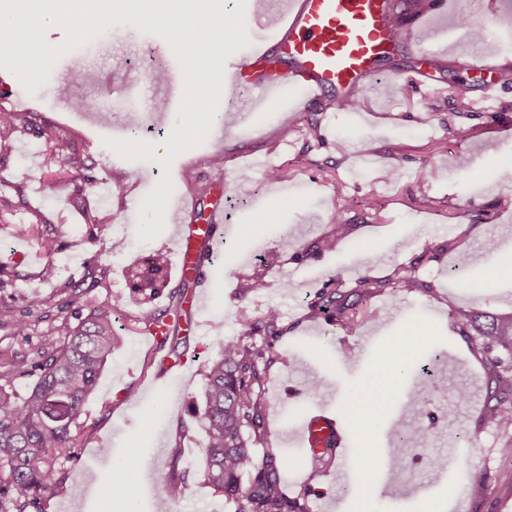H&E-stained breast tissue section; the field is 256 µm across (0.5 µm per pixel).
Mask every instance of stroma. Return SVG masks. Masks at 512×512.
Returning a JSON list of instances; mask_svg holds the SVG:
<instances>
[{"mask_svg":"<svg viewBox=\"0 0 512 512\" xmlns=\"http://www.w3.org/2000/svg\"><path fill=\"white\" fill-rule=\"evenodd\" d=\"M498 31L492 41L501 73H512V0H491ZM441 39L435 25L421 26L415 43L394 47L377 64L378 76L356 93L358 106L340 110L324 122L321 107L306 112L256 107L249 91L238 92L237 109L254 115L252 124H225L219 139L178 156L170 169L177 189L170 198L165 228L140 242L138 210L163 171L154 161L131 162L107 148V137L126 139L128 124L114 115L136 111L152 125L149 141L168 135L177 124L178 102L167 84L151 81L150 69L170 78L181 75L168 43L131 25L116 24L105 34L65 55L53 68L55 80L71 84L92 101L86 110L61 107L48 86L27 94L18 79L0 68V109L34 110L71 136L93 163V181L83 193L59 185L49 187L40 145L28 134L17 135L11 157L0 164V262L15 265L18 279L0 282V306L15 316H29L24 336L0 325V384L11 382L25 392L28 377L5 379L12 356L32 354L42 335L54 330L66 338L57 308L30 313L25 298L50 296L52 283L39 279L46 262H54L57 278L78 284L76 301L89 305L111 301L117 341L95 390L79 418L84 433L73 457L65 462L67 479L48 499L43 512H234L232 504L206 483L202 434L179 435L190 421L191 405L201 403L203 364L217 357L220 340L237 339L260 321L268 308H278L284 329L276 343L280 360L266 385L268 447L287 456L283 485L289 494L310 488L309 512H353L365 488H372V512H414L419 496H451L440 512H512V458L500 447L506 433L484 426L487 376L469 342L455 332V315L512 313V280L491 281L487 269L497 250L512 247V82H502L494 115L460 108L450 89L467 87L475 98L483 84L480 62L484 44L471 42L459 53L445 54L441 69H428L416 53ZM147 58L150 69L135 66ZM428 112V125L417 123ZM464 126L467 138L454 134ZM445 139L442 150L432 144ZM223 153L221 167L210 157ZM268 157L257 172L252 162ZM288 169L282 182L275 174ZM193 170L197 185L224 178L223 234L207 262L209 284L203 314L204 332L183 331L177 346H152L138 322L140 297L131 291L130 273L142 251L173 259L179 226L192 223L186 210L197 186L181 182ZM398 178L384 180L386 170ZM23 186L17 198L15 186ZM117 213L113 237L126 240L123 251L104 253L90 237L84 211ZM347 224L345 238L331 252L317 249L333 232L336 217ZM42 218V230L64 242L47 258L38 237L14 234L16 225ZM294 249L284 250L283 240ZM101 253L109 268L105 285L82 287L85 262ZM407 269L415 287H399L395 279ZM265 285L253 287L257 275ZM377 289L344 315L313 317L311 306L321 292L340 289L353 294L361 280ZM429 325L428 337L412 342L407 369L394 401L360 438L350 439L349 452L335 459L329 475L311 477L303 464L306 449L286 440L302 428L319 405L344 418L345 405L373 364L410 326ZM179 352L187 360L174 371L161 365L163 356ZM466 400H457L458 390ZM423 433V447L412 443ZM405 440L401 453L407 468L384 462V451ZM180 451L186 487L180 500L162 499L154 487L169 472L168 459ZM370 454L368 475L359 471ZM139 462L135 498L118 494L126 480L128 459ZM448 461L447 470L434 467Z\"/></svg>","mask_w":512,"mask_h":512,"instance_id":"obj_1","label":"stroma"}]
</instances>
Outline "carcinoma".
<instances>
[{
	"label": "carcinoma",
	"mask_w": 512,
	"mask_h": 512,
	"mask_svg": "<svg viewBox=\"0 0 512 512\" xmlns=\"http://www.w3.org/2000/svg\"><path fill=\"white\" fill-rule=\"evenodd\" d=\"M53 90L57 98L76 109L87 106V99L67 84L57 83ZM20 130L45 144L47 172L55 181L73 185L76 192L91 183L89 159L61 131L37 123L28 112H0V162L9 158ZM118 216L115 212L89 217L93 238L113 250L124 246L112 237L109 224ZM107 277V267L98 256H92L85 273L89 287L106 284ZM136 279L133 293L157 292V286L166 281L165 258L154 253L146 256ZM192 287L194 282L188 280L171 294L170 311H182ZM313 310L317 314L330 310L344 313V294L337 289L321 293ZM0 321L12 323L19 335L30 326L27 318L13 317L12 308L6 305L0 308ZM279 322L278 309L271 307L251 328L264 332L263 336L220 343V357L204 365V406L193 411L204 431L205 476L215 492L236 504L235 512H307V490L291 498L283 489L281 472L288 466L287 459L271 448L261 454L257 448L266 438L265 385L277 361L273 345L279 338ZM455 324L484 362L490 384L484 425L512 427V315L492 316L481 325L478 316L462 313ZM113 341L112 303L103 301L90 308L52 352L41 351L31 358L16 356L8 363L6 374L34 376L36 380L22 395L0 385V465L7 468V476H0V512H42L44 502L60 492L65 480L60 475L61 459L69 458L75 447L81 430L79 416L112 352ZM180 460L179 452H172L169 474L155 487L158 497L177 499L184 494ZM245 478L249 480L246 485Z\"/></svg>",
	"instance_id": "carcinoma-1"
}]
</instances>
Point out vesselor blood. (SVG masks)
<instances>
[{
  "mask_svg": "<svg viewBox=\"0 0 512 512\" xmlns=\"http://www.w3.org/2000/svg\"><path fill=\"white\" fill-rule=\"evenodd\" d=\"M286 18L275 50L258 47L233 54L225 62V74L233 90L251 89L257 102L278 97L284 87L295 94L291 105L310 108L328 94L352 95L377 74L378 61L395 46L391 0H262L257 19ZM288 59L292 67L281 71L270 65L272 55ZM224 210L213 205L208 220L191 224L178 239L175 268L178 278L193 276L204 285L205 273L197 271L200 252H212ZM293 439L306 447L337 456L347 444L346 433L326 410H318L294 431Z\"/></svg>",
  "mask_w": 512,
  "mask_h": 512,
  "instance_id": "b4317fda",
  "label": "vessel or blood"
}]
</instances>
